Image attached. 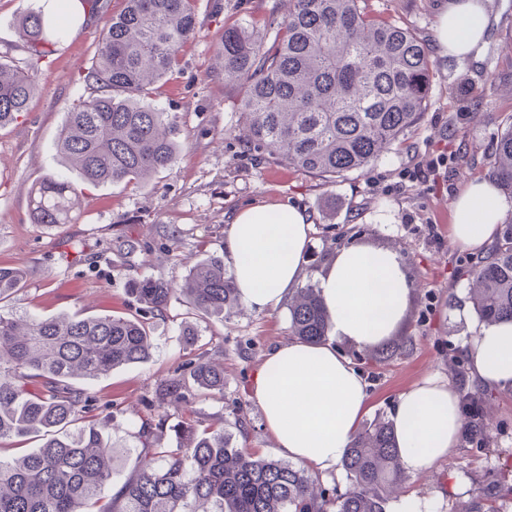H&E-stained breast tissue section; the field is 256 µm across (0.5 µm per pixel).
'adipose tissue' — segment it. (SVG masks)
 I'll list each match as a JSON object with an SVG mask.
<instances>
[{
	"mask_svg": "<svg viewBox=\"0 0 512 512\" xmlns=\"http://www.w3.org/2000/svg\"><path fill=\"white\" fill-rule=\"evenodd\" d=\"M487 25L479 0H449L436 32L441 53L479 51ZM511 209L493 181L469 182L453 203L452 242L486 255ZM313 231L305 209L290 204L257 203L233 216L224 255L247 307L277 309L299 287ZM317 288L329 339H296L272 349L255 375L253 399L278 452L324 475L337 471L370 404L363 374L336 343L364 348L391 336L404 321L412 284L396 250L354 243L323 265ZM464 356L477 388L512 393V321L475 325ZM459 403L453 385L436 376L399 395L390 420L403 473H424L458 448Z\"/></svg>",
	"mask_w": 512,
	"mask_h": 512,
	"instance_id": "adipose-tissue-1",
	"label": "adipose tissue"
}]
</instances>
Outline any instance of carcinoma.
<instances>
[{
  "label": "carcinoma",
  "instance_id": "carcinoma-1",
  "mask_svg": "<svg viewBox=\"0 0 512 512\" xmlns=\"http://www.w3.org/2000/svg\"><path fill=\"white\" fill-rule=\"evenodd\" d=\"M106 23L85 84L96 95L67 107L57 150L86 186L144 180L172 167L178 145L168 113L143 103L146 87L175 70L197 32L199 0H125ZM363 0H288V14L266 41L243 26L224 30L218 53L224 80L241 91L248 145L289 167L334 183L368 171L419 122L432 64L427 46L405 27L375 19ZM29 55L25 66L0 60V128L24 112L35 84L29 70L51 55L66 33L44 11L17 23ZM488 177L512 192V121L501 125ZM79 194L55 175L31 191L35 224H69ZM467 299L486 323L512 320V222L489 258L470 260ZM28 272L0 266V303L13 300ZM131 292L152 316L178 299L198 316L238 304L224 260L196 262L178 285L130 278ZM289 306L293 336L327 339L316 287L296 290ZM412 339L378 348L375 357L404 356ZM149 323L119 314L33 317L0 311V445L39 438L0 461V512H387L404 476L392 424L377 417L355 437L342 460L348 488L316 491L319 477L288 462L231 446L224 430L190 421L175 446L143 427L148 460L136 465L118 495L112 488V443L86 419L92 402L72 380H95L148 361ZM202 396L224 394V368L191 359ZM512 485L497 478L476 488L453 512H509Z\"/></svg>",
  "mask_w": 512,
  "mask_h": 512
}]
</instances>
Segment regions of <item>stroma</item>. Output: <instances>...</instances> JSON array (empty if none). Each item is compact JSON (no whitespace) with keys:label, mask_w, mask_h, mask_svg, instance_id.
Returning <instances> with one entry per match:
<instances>
[{"label":"stroma","mask_w":512,"mask_h":512,"mask_svg":"<svg viewBox=\"0 0 512 512\" xmlns=\"http://www.w3.org/2000/svg\"><path fill=\"white\" fill-rule=\"evenodd\" d=\"M446 2L365 0L369 14L409 27L423 39L433 61L432 85L421 120L400 143L368 172L326 184L248 148L238 89L220 74L217 49L225 28L241 24L267 33L270 21L287 15L288 0H199L195 38L170 79L155 84L145 98L175 123L176 164L141 183L86 190L74 223L35 224L29 218L32 185L49 174L82 184L57 142L67 105L91 93L82 76L101 29L125 6L124 0H98L95 16L39 62L38 89L24 118L0 129V265L29 274L18 293L20 307L35 316L134 312L130 276L181 282L190 265L223 254L224 227L240 208L289 203L305 208L315 225L307 274L339 248L366 242L398 251L412 282V302L396 336L412 337L413 348L400 359L362 365L371 396L365 421L389 415L399 395L428 376L454 379L477 316L467 300V279L454 272L471 254L450 239L452 203L469 181L485 178L498 127L512 115V0H484L485 45L479 55L463 59L437 48ZM37 5L38 0H0V54L26 58L15 20ZM443 152L448 169L439 180L404 179L405 170ZM186 322L198 328L204 359L223 366V396L159 398L162 382L189 372L181 334ZM290 338L284 304L264 312L240 304L224 316L202 319L181 301L172 302L154 321L151 359L86 386L101 433L114 446L116 482L133 472L145 445L139 430L148 423H162V438L171 444L177 426L192 417L223 428L233 447L276 457L275 439L252 398L253 377L264 356ZM483 411L489 447L460 443L428 472L406 476L396 495L424 498L433 512H448L449 504L467 501L469 490L490 476L512 482V394L490 393ZM238 414L245 415V428L234 426Z\"/></svg>","instance_id":"35a3bbf8"}]
</instances>
